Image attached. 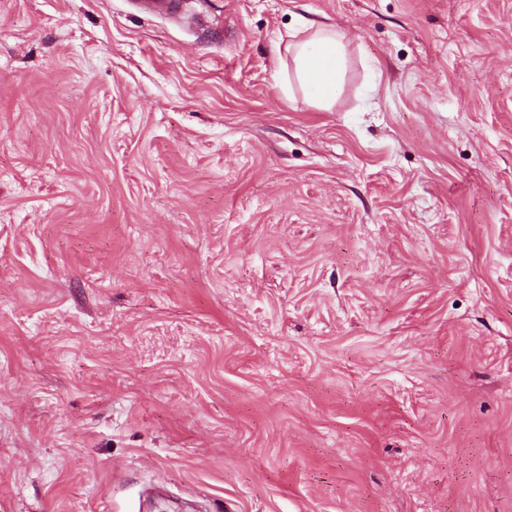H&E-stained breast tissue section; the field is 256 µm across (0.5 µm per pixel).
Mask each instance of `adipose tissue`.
<instances>
[{
	"mask_svg": "<svg viewBox=\"0 0 512 512\" xmlns=\"http://www.w3.org/2000/svg\"><path fill=\"white\" fill-rule=\"evenodd\" d=\"M297 77L319 108L326 107L336 94L345 58L340 35L335 29L318 27L305 39L291 47Z\"/></svg>",
	"mask_w": 512,
	"mask_h": 512,
	"instance_id": "ef3b65f1",
	"label": "adipose tissue"
}]
</instances>
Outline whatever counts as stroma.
Segmentation results:
<instances>
[{"mask_svg":"<svg viewBox=\"0 0 512 512\" xmlns=\"http://www.w3.org/2000/svg\"><path fill=\"white\" fill-rule=\"evenodd\" d=\"M188 2L0 0V512H512V0ZM139 11L149 16L169 17L180 12L181 0H136ZM286 50L294 54L297 77L307 89L310 102L319 108L326 107L336 95L344 71L340 35L333 28L317 27Z\"/></svg>","mask_w":512,"mask_h":512,"instance_id":"obj_1","label":"stroma"}]
</instances>
